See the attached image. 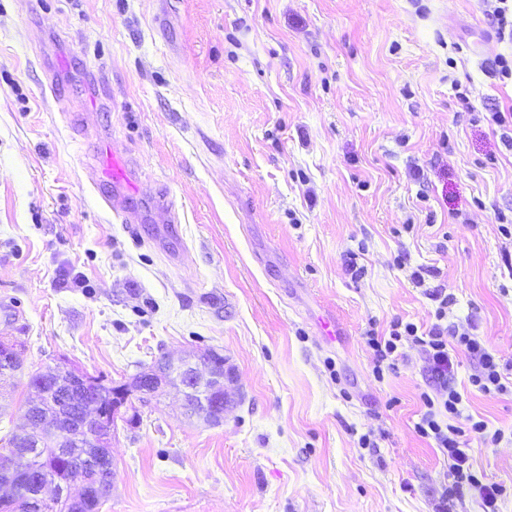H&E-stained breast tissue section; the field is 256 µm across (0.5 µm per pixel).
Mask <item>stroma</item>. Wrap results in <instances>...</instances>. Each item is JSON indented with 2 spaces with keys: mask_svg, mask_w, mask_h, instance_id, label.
<instances>
[{
  "mask_svg": "<svg viewBox=\"0 0 512 512\" xmlns=\"http://www.w3.org/2000/svg\"><path fill=\"white\" fill-rule=\"evenodd\" d=\"M491 0H0V449L31 375L124 384L223 351L220 424L179 389L123 407L98 512H436L448 461L415 425L422 348L383 378L369 330L445 325L512 371V108ZM61 88L52 97L49 82ZM114 145L144 217L95 184ZM178 222L158 234L156 204ZM331 323L335 336L323 325ZM462 415L500 432L471 463L507 486L512 389L451 353ZM370 438L371 447L360 445Z\"/></svg>",
  "mask_w": 512,
  "mask_h": 512,
  "instance_id": "35a3bbf8",
  "label": "stroma"
}]
</instances>
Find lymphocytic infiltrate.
Wrapping results in <instances>:
<instances>
[{
	"instance_id": "1",
	"label": "lymphocytic infiltrate",
	"mask_w": 512,
	"mask_h": 512,
	"mask_svg": "<svg viewBox=\"0 0 512 512\" xmlns=\"http://www.w3.org/2000/svg\"><path fill=\"white\" fill-rule=\"evenodd\" d=\"M432 298L439 303L436 310L438 321L427 332H419L415 324L400 321L393 322L385 335L368 331L367 343L374 351L373 374L380 378L385 371L394 368L403 343L411 342L424 348L435 391L421 393L425 411L415 429L421 437L434 439L448 459L445 500L449 503L461 500L465 492L470 491L483 512H497V501L505 491L504 486L497 482H482L472 470L468 449L461 446L462 437L484 438L487 426L484 421L461 416V395L448 384V372L452 366L450 350L458 348L477 360L479 370L472 377L471 384L482 393L506 392L505 375L499 362L477 336L467 332L452 336L442 326L441 320L446 315L450 296L437 291Z\"/></svg>"
}]
</instances>
